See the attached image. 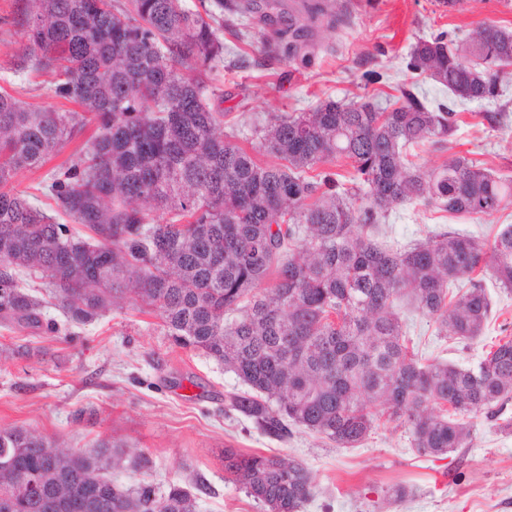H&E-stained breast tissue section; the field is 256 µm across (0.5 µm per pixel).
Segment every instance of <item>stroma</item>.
<instances>
[{"label": "stroma", "instance_id": "1", "mask_svg": "<svg viewBox=\"0 0 512 512\" xmlns=\"http://www.w3.org/2000/svg\"><path fill=\"white\" fill-rule=\"evenodd\" d=\"M321 3L338 23L316 30L306 66L260 65L272 28H252L240 40L224 34L228 51L212 83L224 92L225 125L245 138L270 113L303 112L329 98L382 103L414 81L429 102L451 105L458 118L452 142L441 150L419 149L418 164L434 168L463 155L512 176V107L501 126L490 127L480 117L486 103L455 101L446 87L405 69L419 38L442 30L463 37L485 23L512 30V0H462L452 11L441 0ZM22 7L21 0H0V79L33 50L21 25ZM369 70L379 72L378 81H367ZM507 224L512 207L477 221L406 203L391 213L385 239L403 247L434 232L461 230L489 242ZM483 286L493 312L474 341L438 336L432 322L402 304L408 336L423 358L473 369L494 343L512 336V291L489 277ZM45 314L60 320L58 334L0 325V427L28 428L65 451L88 452L107 442L126 457L144 453L152 459L146 474L127 466L107 469L115 483L179 484L191 493L196 512H265L224 480V451L235 448L302 461L316 489L301 512H512V425H503L512 422V401L498 417L472 414L466 446L442 458L418 455L397 421H381L356 448L336 447L299 428L279 440L230 410V396L245 389L232 372L174 345L160 318L135 301L122 300L84 325L64 322L52 306ZM400 486L407 495L398 500L393 491Z\"/></svg>", "mask_w": 512, "mask_h": 512}]
</instances>
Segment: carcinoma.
<instances>
[{
  "label": "carcinoma",
  "mask_w": 512,
  "mask_h": 512,
  "mask_svg": "<svg viewBox=\"0 0 512 512\" xmlns=\"http://www.w3.org/2000/svg\"><path fill=\"white\" fill-rule=\"evenodd\" d=\"M27 2L22 22L38 52L14 67L12 83L50 75L53 95L77 109L35 106L0 88L1 325L56 333L45 304L86 324L132 294L175 345L233 372L248 390L230 398L231 409L279 439L296 427L355 448L385 415L407 427L419 454L442 457L469 439L471 415L499 414L512 398V338L475 369L423 364L398 302L411 299L439 336L478 339L492 303L473 274L512 289V225L488 246L446 231L395 248L378 233L407 202L478 219L512 206V177L471 158L431 170L408 160L412 148L451 142L452 108L431 105L412 83L385 107L328 99L272 113L248 151L224 132L213 103L224 94L207 80L224 60L221 29L246 36L221 13L276 27L262 52L302 65L309 25L257 0L196 10L183 0ZM510 67L512 31L494 24L463 49L447 31L420 38L406 61L462 102L497 100ZM90 118L98 133L77 159L35 193L15 185ZM340 159L350 176L332 170ZM33 278L41 291L26 287ZM463 279L469 287L450 292ZM376 402L382 411L371 409ZM1 457L14 465L0 468V503L11 512H78L85 500L97 503L91 512H194L178 484L159 495L145 480L112 483L104 471L125 458L109 443L64 451L26 428L0 429ZM224 480L266 512H300L314 489L303 462L234 448L224 449Z\"/></svg>",
  "instance_id": "1"
}]
</instances>
